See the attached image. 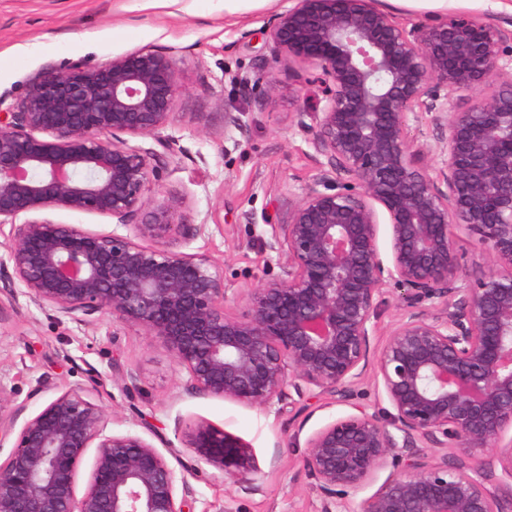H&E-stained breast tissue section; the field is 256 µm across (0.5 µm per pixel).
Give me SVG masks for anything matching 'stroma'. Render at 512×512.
Listing matches in <instances>:
<instances>
[{
	"label": "stroma",
	"instance_id": "1",
	"mask_svg": "<svg viewBox=\"0 0 512 512\" xmlns=\"http://www.w3.org/2000/svg\"><path fill=\"white\" fill-rule=\"evenodd\" d=\"M284 0L225 17L224 0H176L146 9L142 0H0V101L16 105L41 70L85 59L97 64L150 48L180 61V93L160 131L177 157L148 192L181 201L179 219L207 223L209 235L183 244L224 269L228 288L258 286L279 273L263 247L270 227L288 220L316 164L296 126L302 107H316L318 87L302 85L299 67L274 53L267 18ZM242 126L224 131V115ZM131 369L140 388L125 394L118 372ZM96 381L93 394L114 432L133 431L165 454L177 478L197 491L199 512H318L311 479L299 466L296 430L311 433L347 413L345 405L310 400L303 412L287 402L249 407L193 396L173 355L140 328L99 315L95 327L57 321L25 298L0 300V404L34 413L62 391ZM38 399H30L35 386ZM206 422L251 450L259 467L255 495L236 491L222 470L196 463L186 446L190 426ZM281 459H274V452Z\"/></svg>",
	"mask_w": 512,
	"mask_h": 512
}]
</instances>
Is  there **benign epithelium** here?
Instances as JSON below:
<instances>
[{
    "instance_id": "obj_1",
    "label": "benign epithelium",
    "mask_w": 512,
    "mask_h": 512,
    "mask_svg": "<svg viewBox=\"0 0 512 512\" xmlns=\"http://www.w3.org/2000/svg\"><path fill=\"white\" fill-rule=\"evenodd\" d=\"M458 14L407 22L377 0H289L267 22L278 54L299 64L319 105L296 113L317 164L272 225L282 276L240 288L227 309L223 268L177 248L206 224L173 221L146 190L176 155L159 130L173 116L180 61L142 48L105 64L39 72L0 111V295H23L58 321L96 314L162 339L191 394L250 406L318 396L351 412L305 439L301 466L319 512H512V19ZM483 95L467 107L460 90ZM428 112L424 151L405 134ZM110 217L103 234L45 217ZM146 213V222L133 220ZM387 217L389 257L379 249ZM26 220L18 224L16 220ZM491 257L457 273L451 229ZM405 312L372 344L383 286ZM390 410L354 403L366 374ZM91 388L75 385L17 424L0 413V512H196V491L139 434L109 429ZM188 445L245 493L262 491L248 448L198 422ZM95 453L83 493L78 475ZM390 472L357 506L347 499Z\"/></svg>"
}]
</instances>
